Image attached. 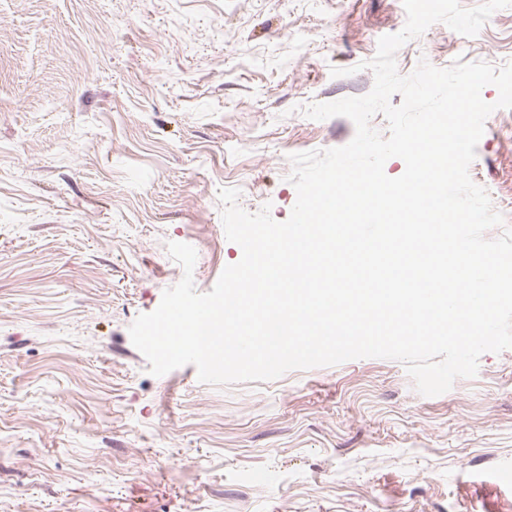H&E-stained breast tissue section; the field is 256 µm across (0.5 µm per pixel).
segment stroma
<instances>
[{
	"label": "stroma",
	"instance_id": "35a3bbf8",
	"mask_svg": "<svg viewBox=\"0 0 512 512\" xmlns=\"http://www.w3.org/2000/svg\"><path fill=\"white\" fill-rule=\"evenodd\" d=\"M402 0H0V512H512V348L421 395L354 359L213 387L150 374L128 329L241 259L218 191L288 219L290 154L341 147ZM512 62V7L396 54ZM347 69L332 77L331 68ZM512 213V109L469 167Z\"/></svg>",
	"mask_w": 512,
	"mask_h": 512
}]
</instances>
